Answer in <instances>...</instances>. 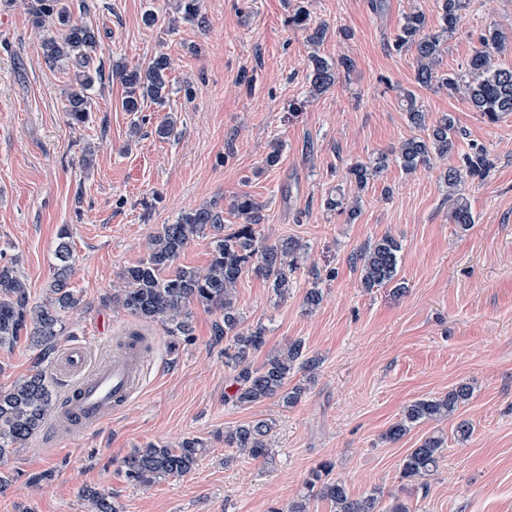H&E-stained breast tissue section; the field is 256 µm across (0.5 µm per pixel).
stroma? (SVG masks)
Returning <instances> with one entry per match:
<instances>
[{"instance_id":"obj_1","label":"stroma","mask_w":512,"mask_h":512,"mask_svg":"<svg viewBox=\"0 0 512 512\" xmlns=\"http://www.w3.org/2000/svg\"><path fill=\"white\" fill-rule=\"evenodd\" d=\"M36 3L0 0V264L43 300L68 227L69 285L87 306L65 313L59 348L98 355L137 326L154 342L125 412L71 440L39 433L0 461V512H89L91 491L110 493L121 512H288L325 460L355 499L376 489L409 512H512V113L490 123L464 95L417 87L412 54L390 48L413 10L438 26L435 0H308L314 23L329 29L317 45L286 23L297 0H200L201 26L184 19L180 0H69L73 21L99 34L96 65L141 67L160 52L173 61L166 106L123 111L125 89L109 77L90 89L82 125L65 110L71 67L44 55ZM490 28L512 40V0H469L442 68H460ZM314 54L350 57L355 68L312 93ZM404 89L430 119L452 113L462 134L432 167L408 175L392 164L358 188L352 163L422 134L403 109ZM168 118L178 134L163 139L155 128ZM275 144L280 162L265 167ZM480 147L493 166L458 186L475 216L464 231L450 221L443 173ZM244 192L265 206L263 243L300 240L321 274L298 269L283 298L252 273L236 291L245 325L266 329L265 352L299 339L319 361L290 409L230 402L218 313L194 309L186 341L109 301L118 272L146 256L160 225L212 204L234 227L230 204ZM338 192L360 197L355 221L326 208ZM386 234L402 244L398 275L365 290L349 258ZM315 285L323 300L309 312L303 298ZM36 356L25 340L0 349V390L30 374ZM459 383L472 395L454 418L384 440L405 405ZM259 419L275 422L273 461L229 457L225 430ZM462 419L473 427L464 443L453 434ZM433 432L446 439L439 469L407 484L401 462ZM186 437L205 443L191 472L149 486L125 480L122 461L134 449Z\"/></svg>"}]
</instances>
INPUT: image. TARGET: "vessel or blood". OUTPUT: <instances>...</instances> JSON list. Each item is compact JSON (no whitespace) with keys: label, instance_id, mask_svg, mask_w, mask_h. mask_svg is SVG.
<instances>
[{"label":"vessel or blood","instance_id":"vessel-or-blood-1","mask_svg":"<svg viewBox=\"0 0 512 512\" xmlns=\"http://www.w3.org/2000/svg\"><path fill=\"white\" fill-rule=\"evenodd\" d=\"M151 344L148 336L128 332L112 353L92 364L83 347H68L56 362L69 385L53 414V434L68 440L124 411L142 386Z\"/></svg>","mask_w":512,"mask_h":512}]
</instances>
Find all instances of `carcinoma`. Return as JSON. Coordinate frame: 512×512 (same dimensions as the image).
I'll return each mask as SVG.
<instances>
[{"label":"carcinoma","mask_w":512,"mask_h":512,"mask_svg":"<svg viewBox=\"0 0 512 512\" xmlns=\"http://www.w3.org/2000/svg\"><path fill=\"white\" fill-rule=\"evenodd\" d=\"M38 2L33 23L44 31L43 49L47 60L53 64L67 63L74 72V82L67 92L66 112L73 123L84 124L92 112L88 90L96 79L102 78V69L91 68L100 49L99 35L87 25L71 22L67 6L61 0ZM468 2L436 0L440 16L436 29H428L425 14L418 10L405 15L391 47L396 52L413 55L418 86H436L450 94L463 91L475 111L488 121L496 122L502 115L512 113V67L495 63V58L508 49L507 38L501 32L484 31L478 37L479 46L464 66L453 72L440 70L442 52L456 34ZM288 25L307 31L308 40L313 44L323 41L327 34L324 26H311L310 13L301 5L288 16ZM352 68L353 61L348 57L333 62L313 56L307 79L313 90L323 91L336 84L341 72L348 73ZM170 70V58L165 54L154 56L142 68L129 70L115 66L112 72L125 88L123 110L140 112L147 100L164 105L171 92ZM402 96L408 121L418 127H428V134L402 141L390 157L381 154L368 162L353 163L349 173L361 189L391 162L403 172L413 174L454 149L459 129L453 115L444 113L428 126L416 94L404 90ZM462 162L473 177L484 176L491 167L487 152L482 148L464 155ZM461 169H448L444 180L448 185V198L452 200L451 223L467 230L475 223V218L467 199L455 193ZM326 207L346 212L351 220L360 213V201L356 199L347 204L343 196L336 200L328 198ZM232 208L241 223L227 232L221 212L213 206L192 209L175 223L161 225L149 240L147 256L121 269L120 286L109 300L139 321H161L168 334L174 337L192 335V308L218 313L214 336L224 339V358L236 372L237 387L231 396L233 405L245 407L275 399L282 407L292 408L300 402L307 386L303 383L291 386L290 378L300 369L313 372L318 361L307 356L302 341L294 340L268 354L260 366H254L255 355L265 345L266 329L261 325L243 326L236 308L235 290L243 275L252 271L270 283L276 296H288L293 287L292 274L307 264L308 252L305 245L291 237L262 244L258 236V226L263 220L262 207L251 195L236 196ZM208 230L213 235V246L207 267L197 269L179 263L188 245ZM67 237L68 229L64 227L57 250L59 272L44 302L32 301L14 268L0 265V348H12L25 339L40 348L39 362L55 358L57 341L64 330V313L83 303L82 296L66 282L71 259ZM400 252L401 244L396 238L384 235L353 253L351 263L360 274L361 287L370 291L392 282L398 274ZM471 395L470 386L460 383L441 397L408 403L401 419L389 427L384 439L397 441L421 422L455 416ZM55 399L56 392L40 368L8 390L0 391V460L45 428ZM444 443L440 433L427 435L419 447L403 459L402 478L412 483L436 471L443 458ZM224 447L254 460L269 462L274 457L271 425L265 420H256L226 430ZM203 451L204 443L197 438H186L175 448L149 444L123 459L122 472L129 483L148 486L162 477L187 474L197 465ZM331 471L329 462L313 469L305 482V495L294 502L288 512H307L306 500L311 496L327 501L331 512H409L408 506L397 496L385 509H379L381 497L377 490L359 499L352 498L344 483L329 478ZM89 501L93 512H120L104 493H89Z\"/></svg>","instance_id":"obj_1"}]
</instances>
